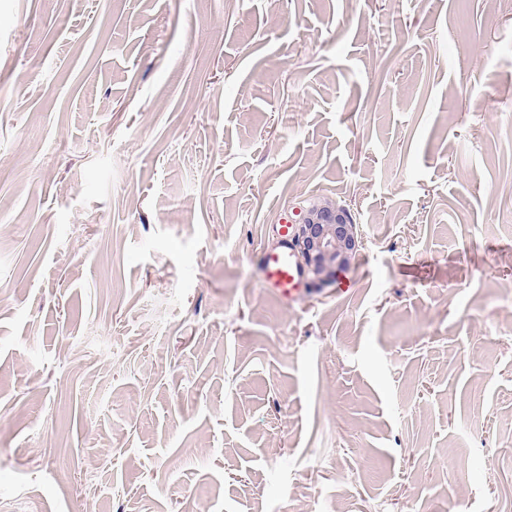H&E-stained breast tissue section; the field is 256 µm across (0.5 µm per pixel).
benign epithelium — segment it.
I'll use <instances>...</instances> for the list:
<instances>
[{"instance_id":"1","label":"benign epithelium","mask_w":512,"mask_h":512,"mask_svg":"<svg viewBox=\"0 0 512 512\" xmlns=\"http://www.w3.org/2000/svg\"><path fill=\"white\" fill-rule=\"evenodd\" d=\"M360 245L354 218L344 206L314 203L294 225V249L304 272L315 283L346 267Z\"/></svg>"}]
</instances>
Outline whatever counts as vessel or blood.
I'll return each mask as SVG.
<instances>
[{
    "label": "vessel or blood",
    "instance_id": "1",
    "mask_svg": "<svg viewBox=\"0 0 512 512\" xmlns=\"http://www.w3.org/2000/svg\"><path fill=\"white\" fill-rule=\"evenodd\" d=\"M290 239L289 225H280L277 244L263 246L260 253L264 288L288 303L302 299L306 293L302 271Z\"/></svg>",
    "mask_w": 512,
    "mask_h": 512
}]
</instances>
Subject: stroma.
<instances>
[{
  "mask_svg": "<svg viewBox=\"0 0 512 512\" xmlns=\"http://www.w3.org/2000/svg\"><path fill=\"white\" fill-rule=\"evenodd\" d=\"M508 113L490 0H0V512H506ZM290 229V224H281L277 244L264 245L260 253L264 288L288 304L307 293L299 262L318 284L346 267L361 245L350 210L331 203H313L294 225L293 246L299 262L290 245Z\"/></svg>",
  "mask_w": 512,
  "mask_h": 512,
  "instance_id": "35a3bbf8",
  "label": "stroma"
}]
</instances>
